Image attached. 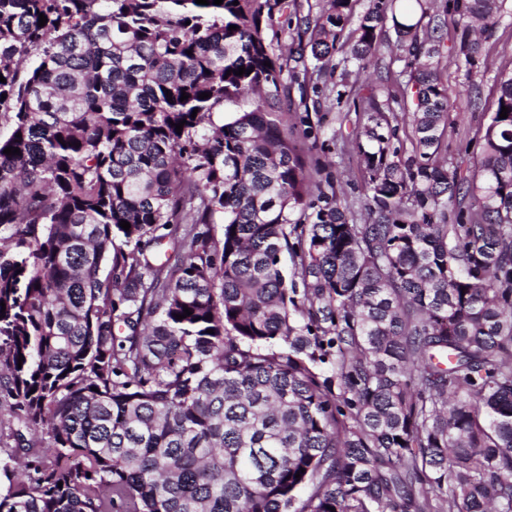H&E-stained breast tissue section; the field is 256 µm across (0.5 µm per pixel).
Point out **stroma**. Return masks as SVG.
I'll return each mask as SVG.
<instances>
[{
    "label": "stroma",
    "instance_id": "stroma-1",
    "mask_svg": "<svg viewBox=\"0 0 512 512\" xmlns=\"http://www.w3.org/2000/svg\"><path fill=\"white\" fill-rule=\"evenodd\" d=\"M384 48L366 68L347 62V47L334 50L324 69L312 58L289 62L274 110L294 131L313 178L324 192L336 193L341 205L361 211L365 196L357 169L354 128L363 106L361 92L376 91L384 111L402 112L403 98L396 84L409 70L410 57L394 46L392 26H385ZM442 78L456 89L448 118L449 157L468 158L480 150L479 130L486 124L498 94L501 74L512 73V0H504L493 37L485 46L487 59L472 73L458 68L453 39H445ZM480 92L479 108H472L468 84Z\"/></svg>",
    "mask_w": 512,
    "mask_h": 512
}]
</instances>
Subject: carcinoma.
Instances as JSON below:
<instances>
[{"label":"carcinoma","mask_w":512,"mask_h":512,"mask_svg":"<svg viewBox=\"0 0 512 512\" xmlns=\"http://www.w3.org/2000/svg\"><path fill=\"white\" fill-rule=\"evenodd\" d=\"M426 5L352 33L363 67L398 8L414 62L408 111L367 97L357 218L268 111L290 0H0V512H512V76L465 175L439 73L501 5ZM354 12L326 0L299 57Z\"/></svg>","instance_id":"obj_1"}]
</instances>
